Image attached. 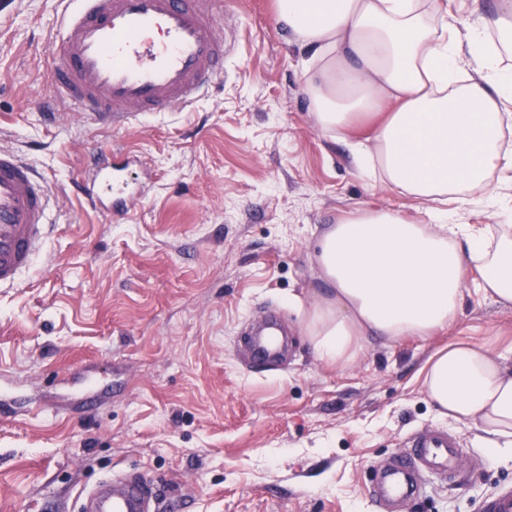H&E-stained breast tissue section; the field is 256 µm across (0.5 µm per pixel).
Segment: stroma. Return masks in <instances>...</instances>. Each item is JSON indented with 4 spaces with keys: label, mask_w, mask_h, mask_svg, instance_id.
I'll return each instance as SVG.
<instances>
[{
    "label": "stroma",
    "mask_w": 512,
    "mask_h": 512,
    "mask_svg": "<svg viewBox=\"0 0 512 512\" xmlns=\"http://www.w3.org/2000/svg\"><path fill=\"white\" fill-rule=\"evenodd\" d=\"M224 74L179 112L110 130L53 104L65 0H0V147L59 191L34 269L0 288V512H75L103 475L154 479L161 512H381L372 470L445 429L460 477L431 475L396 512H481L512 487L469 425L440 418L431 355L466 342L512 357V306L467 287L448 329L323 362L304 332L325 282L319 241L352 206L416 203L360 173L317 123L295 43L272 0H220ZM125 149L141 197L121 223L72 186L89 153ZM276 313L289 346L249 367L244 338Z\"/></svg>",
    "instance_id": "stroma-1"
}]
</instances>
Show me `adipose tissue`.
I'll list each match as a JSON object with an SVG mask.
<instances>
[{"label": "adipose tissue", "mask_w": 512, "mask_h": 512, "mask_svg": "<svg viewBox=\"0 0 512 512\" xmlns=\"http://www.w3.org/2000/svg\"><path fill=\"white\" fill-rule=\"evenodd\" d=\"M460 23L446 0H274L311 51L306 86L318 124L347 141L360 171L425 203L426 223L358 206L319 242L327 284L304 330L323 361L347 365L370 336L428 337L460 315L467 282L512 305V225L490 191L512 171V0ZM497 231L464 223L470 206ZM440 416L480 433L488 459L512 455V364L456 344L429 360Z\"/></svg>", "instance_id": "ef3b65f1"}]
</instances>
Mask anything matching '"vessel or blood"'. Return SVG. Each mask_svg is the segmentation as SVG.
<instances>
[{
	"label": "vessel or blood",
	"instance_id": "1",
	"mask_svg": "<svg viewBox=\"0 0 512 512\" xmlns=\"http://www.w3.org/2000/svg\"><path fill=\"white\" fill-rule=\"evenodd\" d=\"M216 0H69L56 42L61 59L53 95L71 111L108 128H127L148 112L192 106L224 72V14ZM160 31L161 43L149 40ZM130 154L95 160L79 192L107 217L127 214L136 202L125 173ZM52 192L32 164L0 148V288L14 287L30 270L51 231ZM270 328L250 342L251 364L278 356ZM462 450L447 432L415 433L403 452L374 476L378 505L420 496L428 474L455 477ZM90 512H154L156 495L143 476L118 473L91 492Z\"/></svg>",
	"mask_w": 512,
	"mask_h": 512
}]
</instances>
